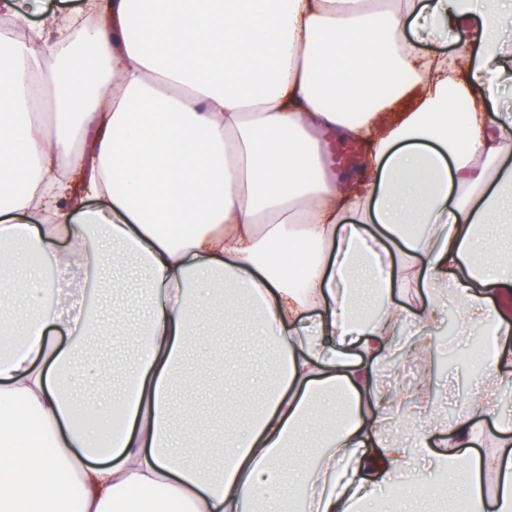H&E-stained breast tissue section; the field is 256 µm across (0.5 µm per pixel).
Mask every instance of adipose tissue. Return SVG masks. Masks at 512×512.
<instances>
[{"label": "adipose tissue", "mask_w": 512, "mask_h": 512, "mask_svg": "<svg viewBox=\"0 0 512 512\" xmlns=\"http://www.w3.org/2000/svg\"><path fill=\"white\" fill-rule=\"evenodd\" d=\"M511 16L512 0H80L1 38L0 258L23 241L96 284L116 245L150 292L135 395L115 400L101 364L45 334L97 320L66 312L67 281L0 275V512H69L73 492L79 512H288L287 489L316 512H409L382 496L414 477L382 430L400 398L374 371L402 348L444 353L448 295L491 350L432 456L463 471L472 512H512V450L465 453L474 411L512 434V309L496 303L512 297V249L484 254L481 235L512 219V122L484 120ZM433 32L450 53L417 49ZM329 131L369 141L363 176L326 164ZM87 133L86 158L73 144ZM409 288L429 302L403 344ZM204 290L278 349L262 403L221 415L216 477L172 450ZM81 381L95 397L79 405ZM301 439L313 464L291 460Z\"/></svg>", "instance_id": "ef3b65f1"}]
</instances>
